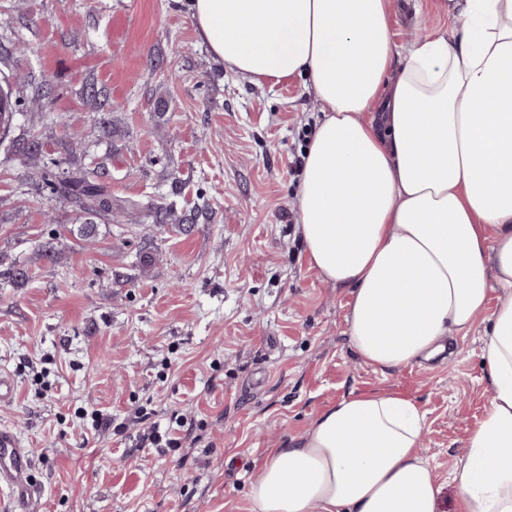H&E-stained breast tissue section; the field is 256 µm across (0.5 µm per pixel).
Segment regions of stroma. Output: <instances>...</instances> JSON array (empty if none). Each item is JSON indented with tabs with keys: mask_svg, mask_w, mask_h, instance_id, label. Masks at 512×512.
<instances>
[{
	"mask_svg": "<svg viewBox=\"0 0 512 512\" xmlns=\"http://www.w3.org/2000/svg\"><path fill=\"white\" fill-rule=\"evenodd\" d=\"M463 23L433 0H392L400 48ZM19 42L24 132L42 153L0 149V374L14 385L0 425L32 455L36 512H251L271 451L352 389L418 402L422 454L456 512L453 465L490 397L483 329L427 367L382 372L354 355L349 291L312 268L298 231L292 163L322 115L307 79L231 71L187 0H0V45ZM44 80L41 109L31 86ZM75 148L105 165L114 200L172 202L197 223H101L82 240L77 204L32 178ZM96 411L110 424L93 435ZM154 426L196 442L128 455Z\"/></svg>",
	"mask_w": 512,
	"mask_h": 512,
	"instance_id": "obj_1",
	"label": "stroma"
}]
</instances>
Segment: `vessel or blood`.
Wrapping results in <instances>:
<instances>
[{
	"instance_id": "obj_1",
	"label": "vessel or blood",
	"mask_w": 512,
	"mask_h": 512,
	"mask_svg": "<svg viewBox=\"0 0 512 512\" xmlns=\"http://www.w3.org/2000/svg\"><path fill=\"white\" fill-rule=\"evenodd\" d=\"M32 466V456L17 434L11 428L0 427V484L9 489L11 501L7 512H31L41 499L43 489L32 478Z\"/></svg>"
}]
</instances>
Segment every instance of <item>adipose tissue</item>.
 Here are the masks:
<instances>
[{
  "mask_svg": "<svg viewBox=\"0 0 512 512\" xmlns=\"http://www.w3.org/2000/svg\"><path fill=\"white\" fill-rule=\"evenodd\" d=\"M466 4L455 40L413 43L397 71L390 0L188 9L231 70L273 85L308 76L324 106L298 230L312 267L349 291L361 361L385 371L431 360L491 311L481 359L492 396L455 480L459 512H512V0ZM424 425L412 399L349 391L267 459L253 512H439Z\"/></svg>",
  "mask_w": 512,
  "mask_h": 512,
  "instance_id": "1",
  "label": "adipose tissue"
}]
</instances>
